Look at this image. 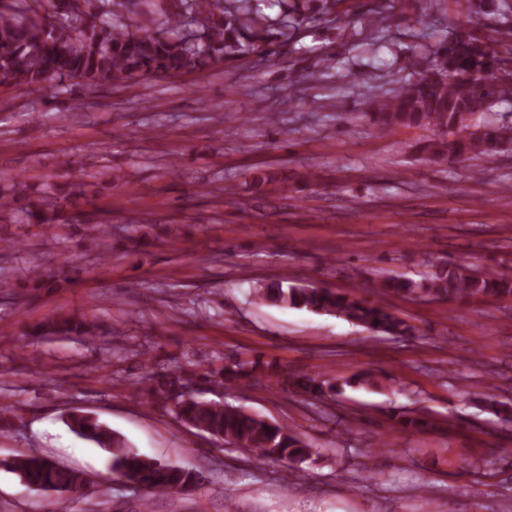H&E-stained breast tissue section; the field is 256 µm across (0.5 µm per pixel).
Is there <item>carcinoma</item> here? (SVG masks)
I'll return each mask as SVG.
<instances>
[{
    "label": "carcinoma",
    "mask_w": 512,
    "mask_h": 512,
    "mask_svg": "<svg viewBox=\"0 0 512 512\" xmlns=\"http://www.w3.org/2000/svg\"><path fill=\"white\" fill-rule=\"evenodd\" d=\"M319 1L315 12L309 4ZM263 0H174L175 10L164 14L152 30L132 22V16L158 7L157 0H4L0 2V88L27 87L55 95L70 90L66 82L88 89L103 81L125 83L138 77H166L203 70L241 56L268 51V45L286 36L273 31L272 19L261 7ZM336 0H277L281 22L300 26L322 19L333 11ZM437 52L446 56L448 77L423 84L412 74L402 85L375 97L362 116L381 134L399 127H432L433 138L421 152L430 162L480 161L490 164L512 147V119L490 122L486 114L512 97V72L495 82L488 77L502 64L486 45L469 34L443 38ZM478 72L487 82L465 81L461 76ZM60 186L38 202L23 203L27 184L10 179L0 189V217L23 214L30 224L46 229L60 225L81 226L80 206L89 199L90 183L77 163L70 164ZM279 182L278 175L253 173L256 192L265 194ZM383 294L410 299L449 300L462 305L474 301L512 299V274L480 264L437 265L417 279L398 275L377 281ZM253 299L285 308L331 314L359 324L379 336H401L412 327L383 304L353 294L279 280L258 282ZM42 336H76L91 341L97 326L71 316L53 317L37 328ZM253 363L232 360L220 371V382L239 387L263 381ZM266 384L285 393H304L313 398H335L344 386L357 383L373 387L379 378L360 373L344 384L315 376L270 372ZM141 391L167 404L182 423L213 440L251 451L257 458L302 464L313 449L288 427L272 423L221 401L203 400L190 394L192 378L179 367L145 379ZM65 423L80 437L110 454L112 472L142 485L146 498L185 491L192 477L179 467L145 457L118 433L89 413H68ZM406 430L434 427L423 414L400 416ZM11 471L41 491L78 494L87 482L81 474L58 467L50 459L26 454L11 461Z\"/></svg>",
    "instance_id": "carcinoma-1"
}]
</instances>
